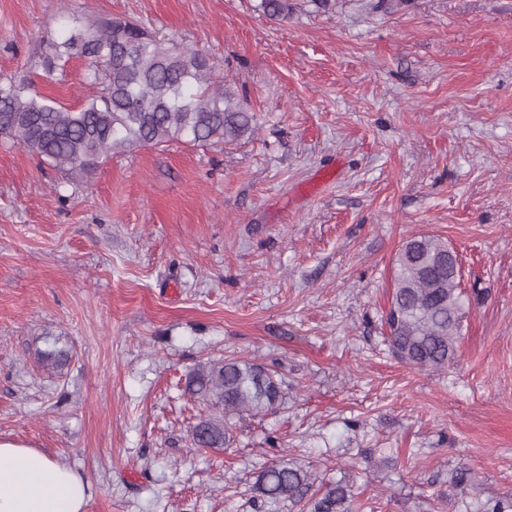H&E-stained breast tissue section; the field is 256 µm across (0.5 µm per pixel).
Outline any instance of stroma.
I'll return each instance as SVG.
<instances>
[{
  "label": "stroma",
  "instance_id": "stroma-1",
  "mask_svg": "<svg viewBox=\"0 0 512 512\" xmlns=\"http://www.w3.org/2000/svg\"><path fill=\"white\" fill-rule=\"evenodd\" d=\"M0 0V77L45 76L60 18L127 17L197 48L256 116L233 145L135 148L75 179L0 140V440L70 466L86 512L259 505L268 466L343 481L356 512L512 498V0ZM443 237L475 290L447 367L393 357V260ZM73 349L63 373L41 352ZM274 367L284 398L224 448L182 391L198 363ZM466 471L471 483L452 478ZM190 441L196 448H221L229 441L226 422L219 416L199 419L190 429Z\"/></svg>",
  "mask_w": 512,
  "mask_h": 512
}]
</instances>
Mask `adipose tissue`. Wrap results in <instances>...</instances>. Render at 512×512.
<instances>
[{
    "instance_id": "ef3b65f1",
    "label": "adipose tissue",
    "mask_w": 512,
    "mask_h": 512,
    "mask_svg": "<svg viewBox=\"0 0 512 512\" xmlns=\"http://www.w3.org/2000/svg\"><path fill=\"white\" fill-rule=\"evenodd\" d=\"M86 484L29 446L0 440V512H85Z\"/></svg>"
}]
</instances>
